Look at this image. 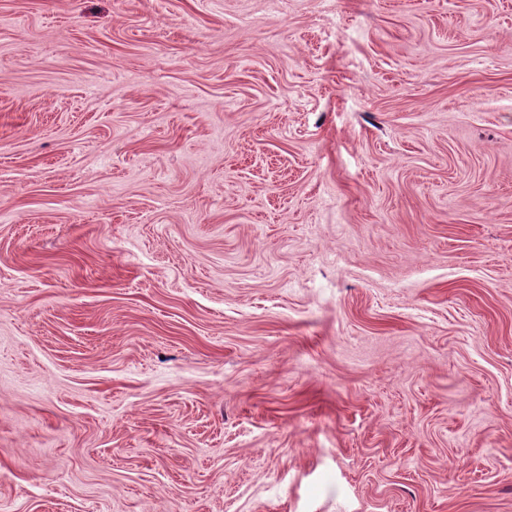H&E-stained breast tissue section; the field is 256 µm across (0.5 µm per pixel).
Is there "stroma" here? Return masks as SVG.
<instances>
[{"mask_svg":"<svg viewBox=\"0 0 512 512\" xmlns=\"http://www.w3.org/2000/svg\"><path fill=\"white\" fill-rule=\"evenodd\" d=\"M0 512H512V0H0Z\"/></svg>","mask_w":512,"mask_h":512,"instance_id":"35a3bbf8","label":"stroma"}]
</instances>
